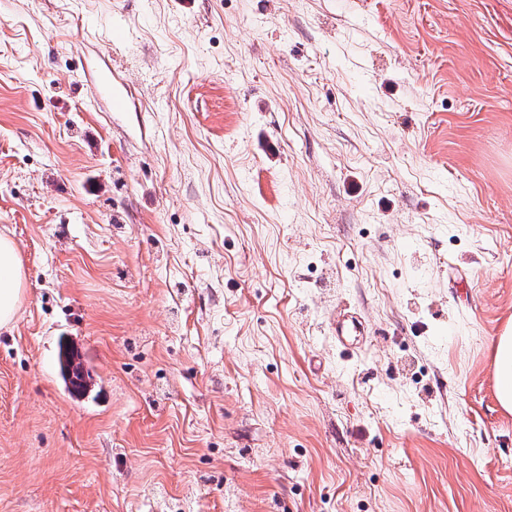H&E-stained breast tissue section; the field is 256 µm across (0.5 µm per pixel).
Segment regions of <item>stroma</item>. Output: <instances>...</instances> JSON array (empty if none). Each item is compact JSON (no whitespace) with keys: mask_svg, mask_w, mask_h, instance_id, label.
<instances>
[{"mask_svg":"<svg viewBox=\"0 0 512 512\" xmlns=\"http://www.w3.org/2000/svg\"><path fill=\"white\" fill-rule=\"evenodd\" d=\"M0 234V512H512V0H0ZM23 272L14 242L0 235V327L11 324L22 293ZM350 336L358 337L356 344H360L367 336V327L355 311L343 309L336 314V342L341 345L355 344ZM495 379L498 400L502 408L512 413V328L500 336L495 351ZM80 359L69 344H62L60 348V366L61 373L64 379L69 383L73 392L78 394L83 393L87 388L85 379L84 366L82 362H77ZM76 363V364H75Z\"/></svg>","mask_w":512,"mask_h":512,"instance_id":"stroma-1","label":"stroma"}]
</instances>
